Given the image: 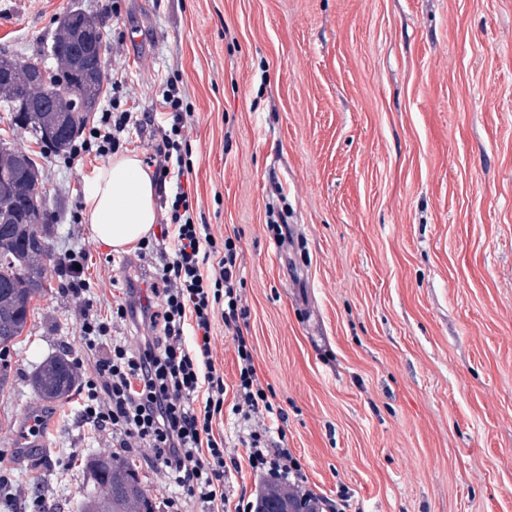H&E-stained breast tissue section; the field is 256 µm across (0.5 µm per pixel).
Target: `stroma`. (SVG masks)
<instances>
[{
    "mask_svg": "<svg viewBox=\"0 0 512 512\" xmlns=\"http://www.w3.org/2000/svg\"><path fill=\"white\" fill-rule=\"evenodd\" d=\"M107 19L114 97L189 112L195 223L238 248L257 375L288 414L286 444L315 495L350 512H512V0H14L0 52L36 60L73 5ZM37 165L51 251L83 247L102 313L153 260L122 267L82 212L101 162L70 159L14 126ZM287 225V238L277 228ZM48 273L0 361V478L76 512L89 459L111 438L78 426L77 393L32 377L81 355L80 303ZM235 438L238 360L213 330ZM42 445L17 452L28 409ZM224 512L262 493L247 450ZM67 363L64 360H50L35 374L34 385L47 400H57L67 396Z\"/></svg>",
    "mask_w": 512,
    "mask_h": 512,
    "instance_id": "1",
    "label": "stroma"
}]
</instances>
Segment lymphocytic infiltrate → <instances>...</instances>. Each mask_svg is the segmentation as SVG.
Here are the masks:
<instances>
[{
  "label": "lymphocytic infiltrate",
  "instance_id": "f902f5d3",
  "mask_svg": "<svg viewBox=\"0 0 512 512\" xmlns=\"http://www.w3.org/2000/svg\"><path fill=\"white\" fill-rule=\"evenodd\" d=\"M163 103L172 111L171 121L158 125L160 141L147 159L162 186L193 171L184 133L187 115L176 91L168 90ZM140 124L133 109L102 110L87 136L73 142L70 154L107 157L119 149L121 133ZM192 213L188 192L177 189L169 223L142 244L147 254L164 239L172 241V256L160 264L151 286L163 299L158 307L135 308L131 298L137 290L131 285L111 317H102L84 270L86 250L68 248L59 254L56 271L65 280L64 293L83 300L78 332L84 354L71 361L81 395L76 421L110 435L113 448L144 456L168 478L175 491L167 507L177 506L184 495L214 504L224 485L228 453L224 439L213 434L214 419L228 409L224 373L212 355L213 326L219 318L225 335L237 344L239 378L228 410L246 427L239 441L248 450V463L267 484L305 493L302 466L286 445L288 416L271 401V388L261 384L243 333L247 309L236 289V244L229 237L216 241ZM133 318L151 330L134 345L112 333L115 322Z\"/></svg>",
  "mask_w": 512,
  "mask_h": 512
}]
</instances>
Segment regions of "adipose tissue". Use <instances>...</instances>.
I'll return each mask as SVG.
<instances>
[{
    "label": "adipose tissue",
    "instance_id": "ef3b65f1",
    "mask_svg": "<svg viewBox=\"0 0 512 512\" xmlns=\"http://www.w3.org/2000/svg\"><path fill=\"white\" fill-rule=\"evenodd\" d=\"M153 172L138 156L110 159L88 179L82 214L93 237L113 251L135 248L158 219Z\"/></svg>",
    "mask_w": 512,
    "mask_h": 512
}]
</instances>
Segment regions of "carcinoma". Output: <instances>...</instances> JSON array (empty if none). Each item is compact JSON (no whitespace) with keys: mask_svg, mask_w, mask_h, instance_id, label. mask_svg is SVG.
<instances>
[{"mask_svg":"<svg viewBox=\"0 0 512 512\" xmlns=\"http://www.w3.org/2000/svg\"><path fill=\"white\" fill-rule=\"evenodd\" d=\"M103 40V22L75 6L59 19L51 41L55 66L47 81H33L29 70L1 53L0 99L10 105L22 99L33 110L32 121L14 113V125L31 128L57 152L67 150L85 114L95 110L101 85L93 86L80 105L62 94L48 97L46 89L60 76L88 73L98 63ZM38 176L28 156L20 158L10 149H0V345L6 347L21 334L32 298L46 288L47 268L40 258L49 256L45 246L49 225L35 224L19 213L30 200ZM66 372L65 361L50 360L36 372L34 385L47 400L63 398L70 389ZM88 470L93 482L107 488L108 494H89L81 512H156L138 477L123 462L98 457L89 461ZM263 505L319 512L317 503L282 488L271 489Z\"/></svg>","mask_w":512,"mask_h":512,"instance_id":"carcinoma-1","label":"carcinoma"}]
</instances>
